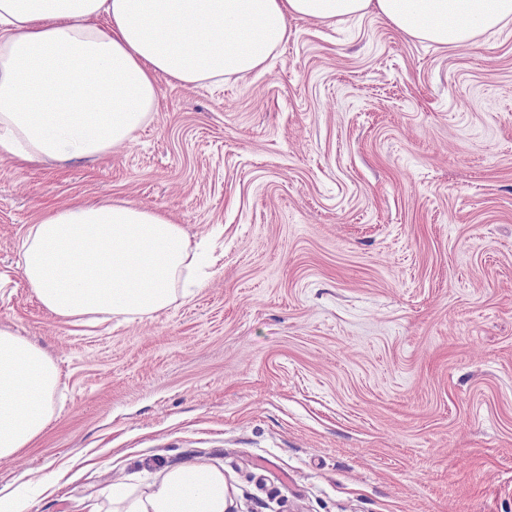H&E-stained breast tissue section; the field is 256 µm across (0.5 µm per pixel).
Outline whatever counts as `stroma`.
<instances>
[{
	"instance_id": "obj_1",
	"label": "stroma",
	"mask_w": 512,
	"mask_h": 512,
	"mask_svg": "<svg viewBox=\"0 0 512 512\" xmlns=\"http://www.w3.org/2000/svg\"><path fill=\"white\" fill-rule=\"evenodd\" d=\"M245 76L160 78L98 160L0 158V325L61 380L0 489L25 512L219 469L236 512H512V18L464 47L292 19ZM165 213L217 261L152 318L75 327L21 277L61 205Z\"/></svg>"
}]
</instances>
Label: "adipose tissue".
Masks as SVG:
<instances>
[{"mask_svg":"<svg viewBox=\"0 0 512 512\" xmlns=\"http://www.w3.org/2000/svg\"><path fill=\"white\" fill-rule=\"evenodd\" d=\"M369 12L408 37L463 47L512 18V0H0V155L102 157L156 109L158 77L244 76L287 39L289 19ZM18 254L42 306L76 326L152 317L199 283L182 226L129 202L48 211ZM59 383L46 352L0 326L1 460L42 435ZM105 499L109 512H224V475L187 465L150 492L128 486Z\"/></svg>","mask_w":512,"mask_h":512,"instance_id":"obj_1","label":"adipose tissue"}]
</instances>
